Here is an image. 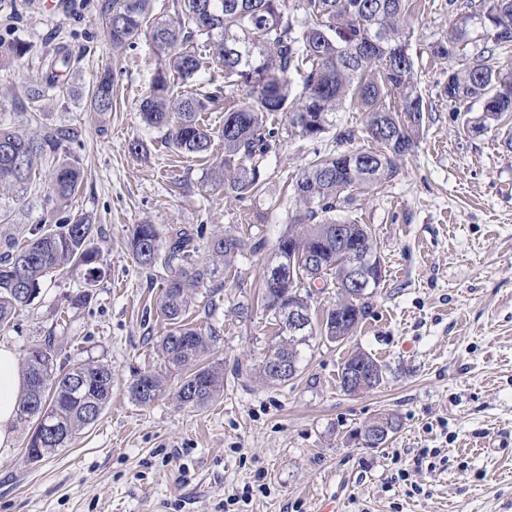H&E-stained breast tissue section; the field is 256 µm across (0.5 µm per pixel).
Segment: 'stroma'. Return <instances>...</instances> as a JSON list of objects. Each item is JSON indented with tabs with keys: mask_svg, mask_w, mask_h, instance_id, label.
Returning <instances> with one entry per match:
<instances>
[{
	"mask_svg": "<svg viewBox=\"0 0 512 512\" xmlns=\"http://www.w3.org/2000/svg\"><path fill=\"white\" fill-rule=\"evenodd\" d=\"M101 0H0V44H29L22 57L0 54V124L22 130L75 127L84 171L68 204L95 227L106 276L86 305L69 309L82 272L47 278L38 298L0 329V345L25 355L52 335L68 310L59 359L112 367V399L66 448L30 461L31 425L17 422L0 454V512H224L225 499L263 480L246 512H512V150L500 126L477 134L472 113L452 111L442 95L447 40L470 0H412L407 21L427 106L423 134L383 186L355 194L345 216L371 227L384 277L369 310L346 341L314 337L297 374L262 379L258 366L274 338L261 303L265 261L296 213L289 185L314 153L337 150V132L366 142L364 115H336V129L315 141L282 137L266 191L239 201L214 190L199 159L177 156L147 129L138 104L159 59L148 34L113 50ZM80 52L77 65L38 102L28 97L46 59ZM114 80L112 110L90 112L104 70ZM147 145L132 154L133 140ZM43 196L0 200V254L6 237L24 244L50 219ZM202 225L262 241L219 276L217 305L197 298L189 323L216 326L210 358L224 368V392L202 407L178 405L172 389L141 406L128 387L137 374L164 372L157 345L160 280L129 257L131 225ZM247 306L249 314L238 311ZM364 351L384 367L381 383L349 395L339 385L346 358ZM400 424L379 448L356 434L375 418Z\"/></svg>",
	"mask_w": 512,
	"mask_h": 512,
	"instance_id": "35a3bbf8",
	"label": "stroma"
}]
</instances>
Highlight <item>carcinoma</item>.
Returning <instances> with one entry per match:
<instances>
[{
	"label": "carcinoma",
	"mask_w": 512,
	"mask_h": 512,
	"mask_svg": "<svg viewBox=\"0 0 512 512\" xmlns=\"http://www.w3.org/2000/svg\"><path fill=\"white\" fill-rule=\"evenodd\" d=\"M408 0H173L174 17L154 22L149 35L164 63L141 98V121L162 133V141L177 155H191L207 164L210 184L241 200L260 195L268 183L269 158L279 135L316 140L336 126V113L355 108L365 114L371 146L317 155L292 185L298 213L277 244L296 254H316L318 263L288 277L282 267L278 287L263 279L261 301L277 326L268 357L286 356L300 364L302 348L313 335L349 336L366 316L367 302L347 287L354 272L336 247V230L347 242H366L377 252L371 229L336 212L350 192L370 189L393 179L397 160L413 149L423 130L426 107L411 53L413 33L406 22ZM150 0H104L102 13L112 49L134 43L143 33ZM478 44L465 51L471 34ZM512 42V0H481L476 12L454 25L446 41L431 45V54L451 62L443 96L455 112L480 114L471 128L484 130L512 113V73L497 66L501 50ZM209 46L224 69V85L206 91L179 92L173 81L185 82L202 67L200 44ZM71 54L59 51L50 74L31 89V99L45 97L60 74L69 70ZM297 75L301 90L293 89ZM112 73L98 78L90 109L112 111ZM224 102V122L216 132L201 114ZM75 128L23 132L0 125V194L28 191L38 166L52 163L45 196L55 220L37 227L20 247L9 246L0 256V327L19 308L38 297L43 280L69 271L83 272L84 289L69 297L71 307L85 304L104 278L98 251L92 246L93 224L84 214L66 211L82 185L79 161L65 143L77 141ZM223 150L214 154L215 140ZM200 227L132 225L127 238L131 259L162 278L157 307L171 330L158 348L168 367L179 373L177 401L201 407L224 391L221 364L206 361L219 332L212 326L184 322L192 309V291L207 289L206 304L216 305L214 287L221 270L261 243L230 232L209 240L208 257L196 258ZM333 274L340 294L336 306L322 318L318 330L294 339L281 327V310L308 305L302 286ZM54 343H35L24 358L25 390L19 416L33 424L28 458L39 461L93 424L112 396V367L87 359L59 364ZM166 378L143 372L129 385L130 398L148 405L165 394Z\"/></svg>",
	"instance_id": "cac0c4a2"
}]
</instances>
